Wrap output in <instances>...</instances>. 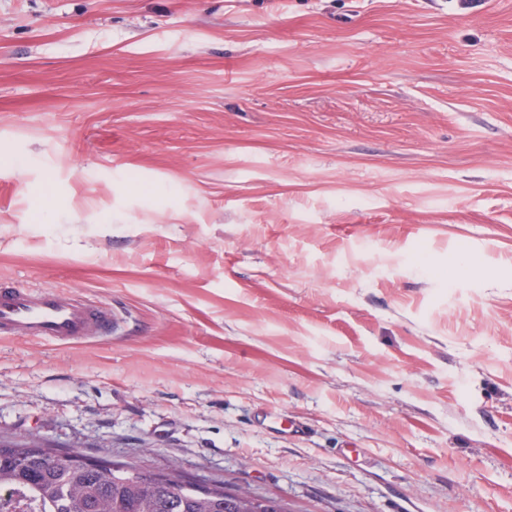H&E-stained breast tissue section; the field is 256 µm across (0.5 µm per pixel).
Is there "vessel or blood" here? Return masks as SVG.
Listing matches in <instances>:
<instances>
[{
	"mask_svg": "<svg viewBox=\"0 0 512 512\" xmlns=\"http://www.w3.org/2000/svg\"><path fill=\"white\" fill-rule=\"evenodd\" d=\"M115 318L106 304L91 305L53 290L0 289V335L69 344L110 335Z\"/></svg>",
	"mask_w": 512,
	"mask_h": 512,
	"instance_id": "obj_1",
	"label": "vessel or blood"
}]
</instances>
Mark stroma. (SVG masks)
<instances>
[{"mask_svg": "<svg viewBox=\"0 0 512 512\" xmlns=\"http://www.w3.org/2000/svg\"><path fill=\"white\" fill-rule=\"evenodd\" d=\"M0 281V440L512 512V0H0ZM112 308L53 290L0 289V335L69 344L112 334Z\"/></svg>", "mask_w": 512, "mask_h": 512, "instance_id": "obj_1", "label": "stroma"}]
</instances>
